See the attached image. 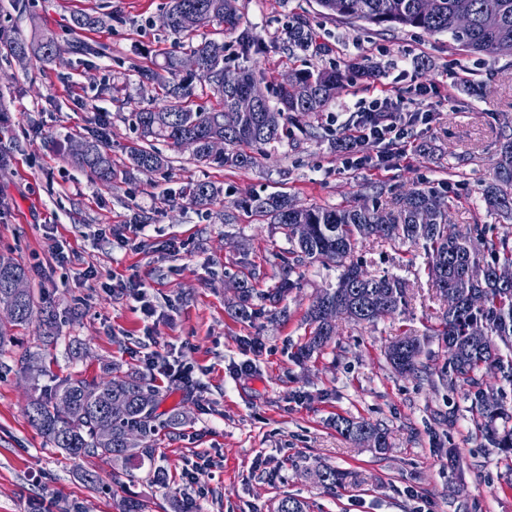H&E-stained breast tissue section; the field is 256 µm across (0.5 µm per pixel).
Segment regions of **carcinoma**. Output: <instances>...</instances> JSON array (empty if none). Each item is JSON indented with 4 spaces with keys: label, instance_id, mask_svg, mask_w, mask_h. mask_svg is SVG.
I'll return each instance as SVG.
<instances>
[{
    "label": "carcinoma",
    "instance_id": "carcinoma-1",
    "mask_svg": "<svg viewBox=\"0 0 512 512\" xmlns=\"http://www.w3.org/2000/svg\"><path fill=\"white\" fill-rule=\"evenodd\" d=\"M495 14L484 9V0H319L330 15L364 21L386 28H415L429 34L446 33L463 49L496 57L497 46L512 43V0H498ZM200 15V24L217 21L224 32L235 36L241 53H248L256 41L252 29L245 25L227 0H169L168 29L180 37L188 35L181 23L183 13ZM0 40L8 44L15 56L32 51L43 61H51L59 47L52 39L32 49L22 39L0 32ZM312 45L307 26L293 20L288 23V50L306 51ZM200 62L198 80L208 84L217 95V105L208 110H192L186 101L193 94L192 78L180 76V57L171 52L163 72L151 69L140 72L142 82L155 84L163 91L167 104L160 108H143L135 113L136 124L145 139L162 141L180 148L184 139L198 142L193 154L197 162L216 163L221 167L247 168L256 157L245 148L275 143L281 136V125L268 127L267 112L316 113L334 97L341 74L336 70L299 69L294 79L308 89V95L297 99L278 87V105L261 97L249 109L241 106L254 91L253 70L243 67L242 84L227 88L224 73V42L205 41L192 50ZM110 122L99 123L92 138L86 141L87 151L72 155L80 168L89 171L104 185L112 184L117 171L112 156L104 149ZM214 135L224 136V156L215 158L206 152V142ZM130 165L138 170L154 172L167 165V158L152 147H133ZM219 189L210 182H198L190 189V202L196 206L213 204ZM437 190L432 187L410 188L401 193L387 221H376L379 207L350 205L339 208H297L288 197L269 196L253 200L256 211L270 217L285 231L292 253L301 259L333 262L342 268L334 288H326L316 297L306 316L311 327L309 336L297 349L296 358L308 360L320 354L336 335V329L321 321L325 306L341 304L348 319L355 323L372 322L403 312L407 304L406 283L392 275L367 274L358 278L362 268L355 259L357 243L366 239L384 242L408 241L424 250L425 272L430 287L439 300H452L453 305L441 312L434 335L448 348V362L439 380L449 391H463L470 400L468 411L477 419L486 444L512 454V282L495 276L501 265H512V231L489 239L486 227L475 224L461 232L448 223V212L431 209ZM488 209L512 216V134H503L499 156L493 167V181L482 189ZM306 224L309 232L296 236V226ZM482 264L487 276L475 285L467 275L470 266ZM28 279L26 268L0 257V305L16 309L13 318L0 321V348L12 342L14 330L32 322L37 302L30 288L18 292L16 279ZM239 301L236 314L242 320L254 315V288L243 280L238 284ZM480 331V338L472 337ZM411 346L387 349V363L398 374L416 375L425 369L422 356L429 337L405 335ZM494 379L490 384L484 377ZM159 405V391L136 374L109 369L106 377L97 380L75 379L40 392L27 407L31 424L47 444L71 458L101 455L128 467H139L149 454L147 438L154 431ZM106 423L112 428V439H99L96 428ZM336 430L357 444L365 439L382 451L387 447L383 428L366 421L336 418ZM319 484L332 489L343 483L345 474L331 467L315 471ZM306 501L285 494L277 512H308Z\"/></svg>",
    "mask_w": 512,
    "mask_h": 512
}]
</instances>
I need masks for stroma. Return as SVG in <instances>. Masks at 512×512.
<instances>
[{"mask_svg":"<svg viewBox=\"0 0 512 512\" xmlns=\"http://www.w3.org/2000/svg\"><path fill=\"white\" fill-rule=\"evenodd\" d=\"M167 3L0 0L1 28L61 48L39 62L0 47V255L27 268L29 288L57 314L52 328L35 316L0 350V512H120L127 497L149 512H172L176 498L192 500L196 512H275L287 493L310 512H512V458L487 446L463 393L440 384L448 357L441 341L430 342L422 373L398 375L385 360L400 331L421 337L438 323L442 305L422 249L359 243L365 269L405 281L406 309L371 323L337 318L332 343L300 362L305 313L340 270L292 261L294 288L273 297L290 245L248 205L256 195L285 194L302 206L376 201L389 210L418 185L445 196L457 230L481 224L493 238L511 229L512 218L488 211L480 186L512 120V58L468 53L445 34L332 16L318 0H236L258 50L242 56L216 23L197 27L194 43L224 41L227 68H252L271 98L291 70L286 28L298 19L315 34L309 67L339 70L341 85L322 111L292 113L286 134L252 167L198 163L166 146L168 166L148 173L127 168V154L144 142L135 112L165 103L139 73L162 65L176 42L162 24ZM96 12L97 28L74 29V14ZM452 71L464 82L449 84ZM419 84L428 94H416ZM385 93L411 100L426 120L409 126L398 149L369 143L361 164L343 167L336 142L355 103ZM102 114L118 171L108 188L70 160ZM196 182L221 188L212 206L183 196ZM133 224L144 225L141 238L130 237ZM56 244L68 263H56ZM89 267L96 278H84ZM129 278L144 284L153 317L104 289ZM241 279L257 292L248 321L235 313L232 285ZM152 352L178 356L193 378L156 374L160 412L180 419L152 438L150 464L129 470L100 456L69 458L28 421L35 386L92 379L108 367L140 373ZM339 415L386 429L387 449L346 441L333 425ZM195 464L205 469L197 485L183 476ZM326 465L346 473L343 485L320 486L314 471Z\"/></svg>","mask_w":512,"mask_h":512,"instance_id":"stroma-1","label":"stroma"}]
</instances>
